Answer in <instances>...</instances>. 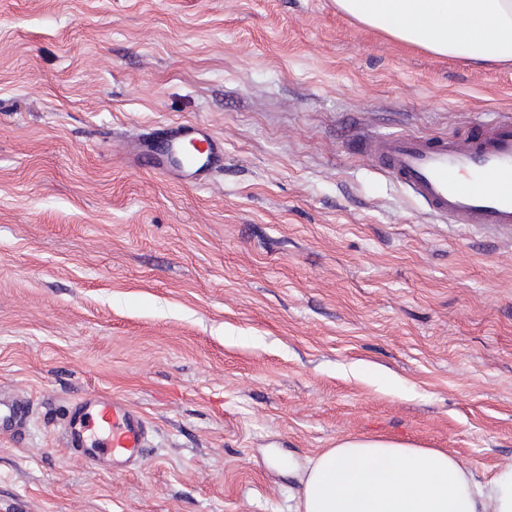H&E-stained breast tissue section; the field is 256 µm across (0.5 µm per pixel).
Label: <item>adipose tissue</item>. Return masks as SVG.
Returning a JSON list of instances; mask_svg holds the SVG:
<instances>
[{"mask_svg":"<svg viewBox=\"0 0 512 512\" xmlns=\"http://www.w3.org/2000/svg\"><path fill=\"white\" fill-rule=\"evenodd\" d=\"M400 41L512 63V0H336ZM296 512H512V465L474 480L454 455L389 438H344L308 471Z\"/></svg>","mask_w":512,"mask_h":512,"instance_id":"1","label":"adipose tissue"}]
</instances>
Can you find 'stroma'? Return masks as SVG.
Instances as JSON below:
<instances>
[{
	"instance_id": "stroma-1",
	"label": "stroma",
	"mask_w": 512,
	"mask_h": 512,
	"mask_svg": "<svg viewBox=\"0 0 512 512\" xmlns=\"http://www.w3.org/2000/svg\"><path fill=\"white\" fill-rule=\"evenodd\" d=\"M512 111V67L335 0H0V512H293L342 437L512 464V231L448 224L355 153ZM193 122L205 185L123 140ZM149 424L135 467L71 405ZM147 434L144 417L118 397H84L71 406L65 419L67 447L92 466L107 457L138 461Z\"/></svg>"
}]
</instances>
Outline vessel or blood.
<instances>
[{
	"mask_svg": "<svg viewBox=\"0 0 512 512\" xmlns=\"http://www.w3.org/2000/svg\"><path fill=\"white\" fill-rule=\"evenodd\" d=\"M187 143L198 152L182 158L181 168L196 183H205L220 165L223 148L197 125L170 126L154 140L127 144L124 153L133 166L163 173L171 153ZM359 151L449 223L512 227L511 113L477 123L464 137L380 136L365 140ZM147 434L144 417L118 397L82 398L65 419L69 450L93 466L107 457L138 461Z\"/></svg>",
	"mask_w": 512,
	"mask_h": 512,
	"instance_id": "vessel-or-blood-1",
	"label": "vessel or blood"
}]
</instances>
